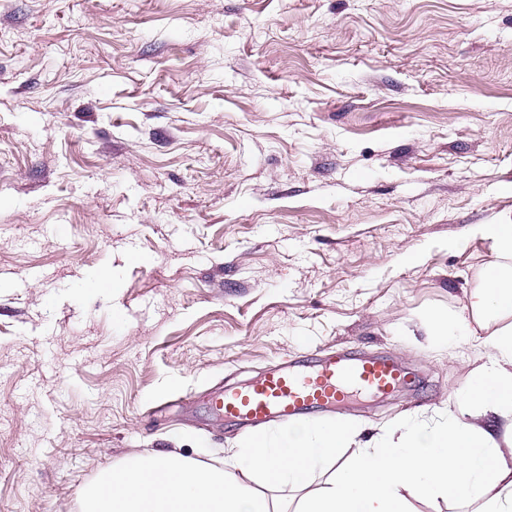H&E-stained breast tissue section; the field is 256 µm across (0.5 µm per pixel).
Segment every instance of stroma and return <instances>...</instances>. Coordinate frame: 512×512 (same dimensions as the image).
Masks as SVG:
<instances>
[{
  "mask_svg": "<svg viewBox=\"0 0 512 512\" xmlns=\"http://www.w3.org/2000/svg\"><path fill=\"white\" fill-rule=\"evenodd\" d=\"M511 223L512 0H0V512L220 460L212 395L286 359L416 374L325 413L340 461L447 423L486 348L429 316Z\"/></svg>",
  "mask_w": 512,
  "mask_h": 512,
  "instance_id": "1",
  "label": "stroma"
}]
</instances>
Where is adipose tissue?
Listing matches in <instances>:
<instances>
[{
  "mask_svg": "<svg viewBox=\"0 0 512 512\" xmlns=\"http://www.w3.org/2000/svg\"><path fill=\"white\" fill-rule=\"evenodd\" d=\"M494 262L454 315H434L441 335L489 329L485 363L462 391L466 403L448 423L427 430L397 424L382 444L362 449L321 490L310 477L336 460L355 432L339 424L303 422L276 435L253 436L228 466L173 452L132 454L111 478L86 488L82 512H277L266 489L303 490L295 512H410L407 496L512 512V224H481Z\"/></svg>",
  "mask_w": 512,
  "mask_h": 512,
  "instance_id": "obj_1",
  "label": "adipose tissue"
}]
</instances>
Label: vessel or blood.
Listing matches in <instances>:
<instances>
[{"instance_id":"b4317fda","label":"vessel or blood","mask_w":512,"mask_h":512,"mask_svg":"<svg viewBox=\"0 0 512 512\" xmlns=\"http://www.w3.org/2000/svg\"><path fill=\"white\" fill-rule=\"evenodd\" d=\"M408 383L407 370L387 357L340 355L313 364L285 362L245 386L225 388L213 409L256 434L269 423L286 426L312 411H335L354 396L380 398Z\"/></svg>"}]
</instances>
